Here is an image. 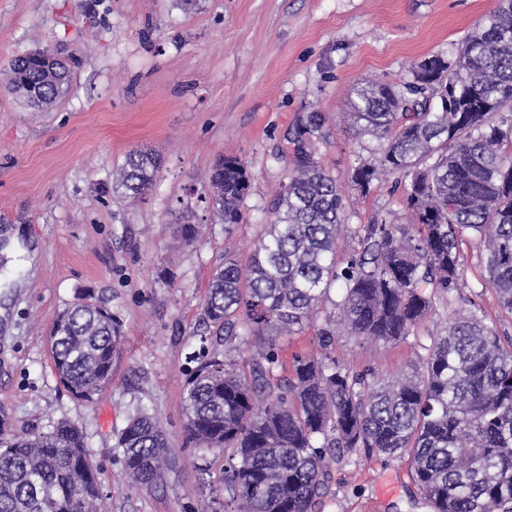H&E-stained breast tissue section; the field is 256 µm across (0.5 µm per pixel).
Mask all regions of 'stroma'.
I'll return each instance as SVG.
<instances>
[{
    "label": "stroma",
    "instance_id": "obj_1",
    "mask_svg": "<svg viewBox=\"0 0 512 512\" xmlns=\"http://www.w3.org/2000/svg\"><path fill=\"white\" fill-rule=\"evenodd\" d=\"M498 0H0V429L32 435L67 421L84 433L107 512H225L214 494L223 453L184 445L189 353L225 257L246 260L292 167L290 128L322 113L318 160L346 195L347 221H408L392 180L361 195L347 182L372 140L341 115L362 82L395 83L411 65L454 56ZM77 57L69 96L30 110L7 90L8 63L37 47ZM155 153L151 190L112 184L128 155ZM251 174L243 220L225 232L206 198L219 157ZM200 228L183 245L180 227ZM464 279L402 343L339 332L331 357L397 380L459 308L476 304L512 336L474 239ZM121 324L112 380L94 403L60 383L53 325L78 296ZM165 433L169 463L149 489L129 488L118 433L135 408ZM312 512H433L407 458L360 454L330 466Z\"/></svg>",
    "mask_w": 512,
    "mask_h": 512
}]
</instances>
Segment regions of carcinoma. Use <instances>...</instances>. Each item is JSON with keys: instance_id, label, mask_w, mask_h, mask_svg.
<instances>
[{"instance_id": "cac0c4a2", "label": "carcinoma", "mask_w": 512, "mask_h": 512, "mask_svg": "<svg viewBox=\"0 0 512 512\" xmlns=\"http://www.w3.org/2000/svg\"><path fill=\"white\" fill-rule=\"evenodd\" d=\"M9 71L8 90L34 110L71 87L70 65L49 69L27 52ZM346 117L380 144L352 167L351 186L366 195L373 182L401 176L409 223H345L343 191L316 158L321 114L298 119L288 138L294 168L271 201V222L246 264L227 258L209 281L203 315L213 339L191 356L187 442L224 452L234 512H309L328 487L330 461L362 451L408 455L434 512H512V337L475 309L459 311L410 375L392 382L327 353L339 326L372 343L411 336L436 301L461 288L467 236L512 313V0L477 24L455 57L433 55L405 81L356 88ZM159 168L152 154L131 153L117 186L143 194ZM250 186L241 160L218 161L209 199L228 234ZM343 236L358 248L340 261ZM335 288L339 317L318 330L320 355H294L291 377H281L278 337L318 315ZM120 342L116 318L86 297L58 315L51 354L72 396L91 402L107 387ZM117 448L131 487L158 482L167 442L146 411L130 417ZM0 512H103L78 427L0 430Z\"/></svg>"}]
</instances>
